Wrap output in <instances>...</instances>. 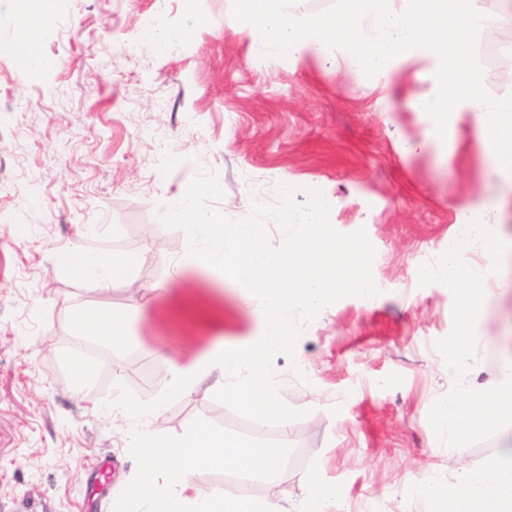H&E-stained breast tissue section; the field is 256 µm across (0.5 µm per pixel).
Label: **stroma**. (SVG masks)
I'll return each mask as SVG.
<instances>
[{
	"label": "stroma",
	"instance_id": "1",
	"mask_svg": "<svg viewBox=\"0 0 512 512\" xmlns=\"http://www.w3.org/2000/svg\"><path fill=\"white\" fill-rule=\"evenodd\" d=\"M201 7L210 24L195 30L181 0H64L44 30L57 66L28 79L10 51L14 0H0V512H113L137 471L132 422L108 405L119 385L150 401L166 388L157 351L187 364L215 334L228 344L258 340L257 307L231 283L170 275L172 254L188 242L161 217L205 172L224 188L210 208L232 220L248 217L253 202L277 205L267 188L278 180L301 202L319 191L336 230L366 231L380 293L323 308L294 356L274 357L282 400L306 417L268 425L199 394L165 405L149 426L176 436L200 418L287 441L292 451L273 488L286 512H297L312 476L335 492L324 512H430L426 481L464 468L494 474L512 446L508 426L461 456L428 420L455 381L436 347L452 330L453 294L441 283L419 286L417 272L459 235L457 211L493 191L472 124L462 120L456 156L444 164L413 107L429 85V62L403 66L387 93L308 58L271 67L234 30L225 0ZM148 19L174 39L162 51H124ZM408 141L425 147L406 153ZM71 250H122L137 265L131 281L106 287L67 272L59 258ZM485 287L475 362L482 382L496 374L512 324V292L492 280ZM99 304L132 314L125 348L72 333L71 309ZM197 305L218 329L176 313ZM67 355L96 364L86 390L71 389ZM104 460L115 470L91 493L90 472Z\"/></svg>",
	"mask_w": 512,
	"mask_h": 512
}]
</instances>
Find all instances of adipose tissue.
I'll list each match as a JSON object with an SVG mask.
<instances>
[{"label":"adipose tissue","mask_w":512,"mask_h":512,"mask_svg":"<svg viewBox=\"0 0 512 512\" xmlns=\"http://www.w3.org/2000/svg\"><path fill=\"white\" fill-rule=\"evenodd\" d=\"M17 37L12 46L23 74L40 75L53 69L56 62L42 50L45 27L38 0H15ZM76 277L109 285L127 279L136 259L123 251L109 253L72 252L62 258ZM130 314L119 313L108 305L78 307L70 314L74 334L86 336L119 349L131 339ZM424 492L432 512H512V468L501 467L493 476L465 470L451 482H431Z\"/></svg>","instance_id":"ef3b65f1"}]
</instances>
